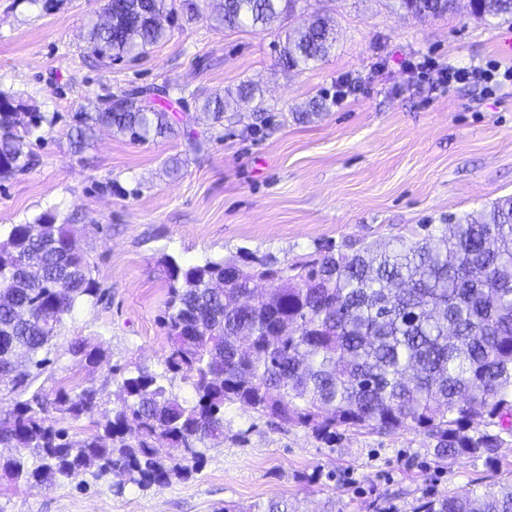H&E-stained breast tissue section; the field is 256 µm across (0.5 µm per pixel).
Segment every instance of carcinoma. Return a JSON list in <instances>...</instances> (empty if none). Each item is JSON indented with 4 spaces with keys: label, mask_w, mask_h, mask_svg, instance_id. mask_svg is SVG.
Segmentation results:
<instances>
[{
    "label": "carcinoma",
    "mask_w": 512,
    "mask_h": 512,
    "mask_svg": "<svg viewBox=\"0 0 512 512\" xmlns=\"http://www.w3.org/2000/svg\"><path fill=\"white\" fill-rule=\"evenodd\" d=\"M111 23L91 24L85 41L105 66L134 61L165 41L177 0H123ZM305 0H212L210 18L227 28L266 30L279 23L280 65L301 69L336 43L333 21L319 14L298 28L284 24ZM457 0H391L418 19L442 18ZM473 16L512 20V0H479ZM259 88L243 83L195 97L197 123L224 121ZM47 118L23 112L0 91V178L24 172L27 138ZM70 145L83 152L102 131L133 143L177 135L157 99L122 93L115 110L99 97L72 116ZM388 241L333 243L310 259L282 264L247 249L181 266L161 260L169 296L160 325L169 339L166 370L181 375L196 400L181 401L167 377L136 367L116 382L121 406L99 411L93 386L28 392L50 362L64 317L99 296L85 257L72 246L73 225L44 214L14 224L0 239V385L17 395L0 415V471L25 486L65 482L96 468L119 495L186 478L203 449L224 439V403L239 402L278 424L309 429L330 445L338 429L390 435L413 430L439 458H482L495 466L512 437V197L478 216ZM69 352L89 365L103 352L76 341ZM91 420L81 437L61 426ZM180 448V457L158 444ZM217 512H288L285 501ZM414 512H512V480L481 491L425 494Z\"/></svg>",
    "instance_id": "carcinoma-1"
}]
</instances>
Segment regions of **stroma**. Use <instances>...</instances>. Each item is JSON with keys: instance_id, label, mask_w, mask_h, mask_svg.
Instances as JSON below:
<instances>
[{"instance_id": "obj_1", "label": "stroma", "mask_w": 512, "mask_h": 512, "mask_svg": "<svg viewBox=\"0 0 512 512\" xmlns=\"http://www.w3.org/2000/svg\"><path fill=\"white\" fill-rule=\"evenodd\" d=\"M199 16L141 60L105 67L83 39L105 0H0V91L52 117L28 150L36 162L0 181V235L51 213L75 222V242L103 292L66 316L34 388L94 386L104 410L118 409L110 369L165 370L159 324L168 279L159 263L234 255L239 249L292 263L328 242L410 236L421 224H452L512 196V84L441 87L451 66L512 68V22L482 21L467 4L436 20L393 11L387 0H309L330 17L336 45L302 71L278 64L276 30L211 25ZM421 62L410 73L406 62ZM355 81L335 103L338 79ZM257 83L266 109L241 104L224 125H191L185 136L143 143L102 134L75 153L69 131L89 99L135 86H168L161 101L175 127L194 111L192 91ZM325 109L295 120L309 101ZM98 347L80 362L71 342ZM484 459L435 456L424 434L343 431L329 446L311 431L277 425L234 402L224 406V441L205 450L185 479L115 494L86 472L52 486H15L0 474V512H217L227 505L285 500L303 512H413L428 493L476 488Z\"/></svg>"}]
</instances>
